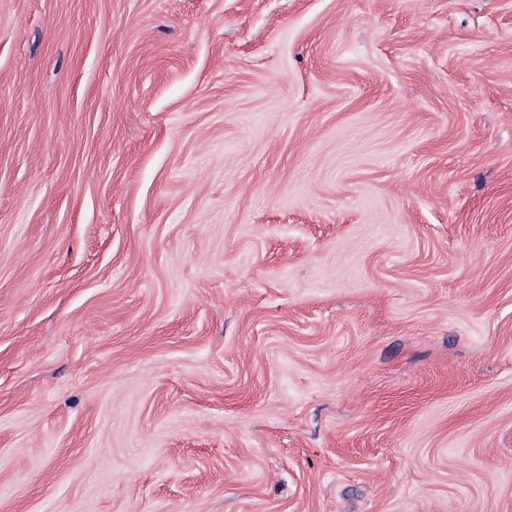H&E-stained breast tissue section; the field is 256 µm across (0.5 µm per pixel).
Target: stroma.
I'll return each instance as SVG.
<instances>
[{"label": "stroma", "instance_id": "obj_1", "mask_svg": "<svg viewBox=\"0 0 512 512\" xmlns=\"http://www.w3.org/2000/svg\"><path fill=\"white\" fill-rule=\"evenodd\" d=\"M0 512H512V0H0Z\"/></svg>", "mask_w": 512, "mask_h": 512}]
</instances>
